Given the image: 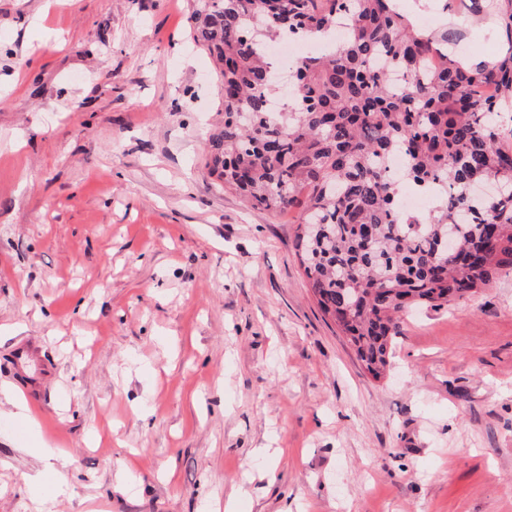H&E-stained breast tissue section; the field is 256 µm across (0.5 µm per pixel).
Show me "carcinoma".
<instances>
[{"label":"carcinoma","instance_id":"1","mask_svg":"<svg viewBox=\"0 0 512 512\" xmlns=\"http://www.w3.org/2000/svg\"><path fill=\"white\" fill-rule=\"evenodd\" d=\"M503 51L454 57L451 31L413 25L395 0H196L195 41L216 65L224 124L207 166L224 186L277 211L298 207L295 248L322 313L368 372L383 373L400 315L440 308L512 270V2ZM335 52L296 62L294 97L274 113L258 45L306 40L338 22ZM429 56L441 59L430 68ZM406 157L399 176L389 170ZM442 202L420 229L399 214V182Z\"/></svg>","mask_w":512,"mask_h":512}]
</instances>
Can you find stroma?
Masks as SVG:
<instances>
[{"instance_id":"1","label":"stroma","mask_w":512,"mask_h":512,"mask_svg":"<svg viewBox=\"0 0 512 512\" xmlns=\"http://www.w3.org/2000/svg\"><path fill=\"white\" fill-rule=\"evenodd\" d=\"M495 58L500 12L400 0ZM192 0H0V512H512V272L405 316L368 373L299 209L206 167ZM68 482L39 504L37 449Z\"/></svg>"}]
</instances>
